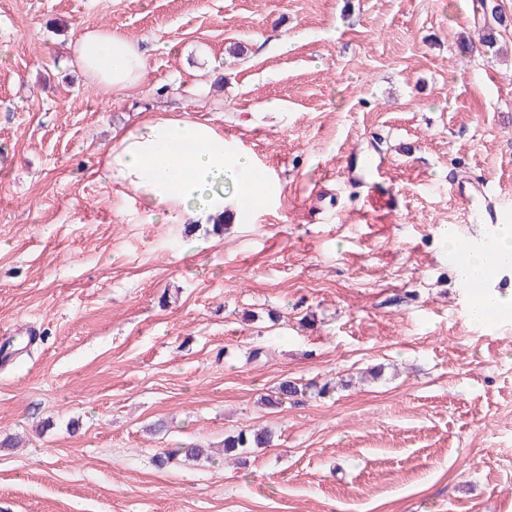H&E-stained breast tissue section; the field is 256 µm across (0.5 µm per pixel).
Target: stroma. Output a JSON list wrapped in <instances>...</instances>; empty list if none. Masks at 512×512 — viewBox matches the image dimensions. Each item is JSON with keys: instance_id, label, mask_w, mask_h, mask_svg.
Here are the masks:
<instances>
[{"instance_id": "1", "label": "stroma", "mask_w": 512, "mask_h": 512, "mask_svg": "<svg viewBox=\"0 0 512 512\" xmlns=\"http://www.w3.org/2000/svg\"><path fill=\"white\" fill-rule=\"evenodd\" d=\"M89 24L139 85L90 86ZM144 112L279 198L219 231L126 201L99 158ZM485 181L512 204V0H0V512H512V320H468L440 239ZM287 379L337 388L262 405ZM72 54L88 81L104 90L137 86L146 67L138 45L111 27H85L72 44ZM272 437L270 430L262 432L241 430L237 434L228 435L224 438V452L226 454L235 453L242 455L249 448H262L269 445Z\"/></svg>"}]
</instances>
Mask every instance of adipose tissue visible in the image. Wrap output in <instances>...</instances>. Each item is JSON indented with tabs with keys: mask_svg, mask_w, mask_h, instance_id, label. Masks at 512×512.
Listing matches in <instances>:
<instances>
[{
	"mask_svg": "<svg viewBox=\"0 0 512 512\" xmlns=\"http://www.w3.org/2000/svg\"><path fill=\"white\" fill-rule=\"evenodd\" d=\"M72 54L88 81L104 90L137 86L146 67L135 42L104 26L85 27ZM103 167L111 182L172 224H216L225 213L249 214L256 204L270 206L281 191L215 125L186 114L149 113L136 127L113 131ZM493 262L512 266V225L500 228L494 257L468 252L456 276L465 279Z\"/></svg>",
	"mask_w": 512,
	"mask_h": 512,
	"instance_id": "ef3b65f1",
	"label": "adipose tissue"
}]
</instances>
